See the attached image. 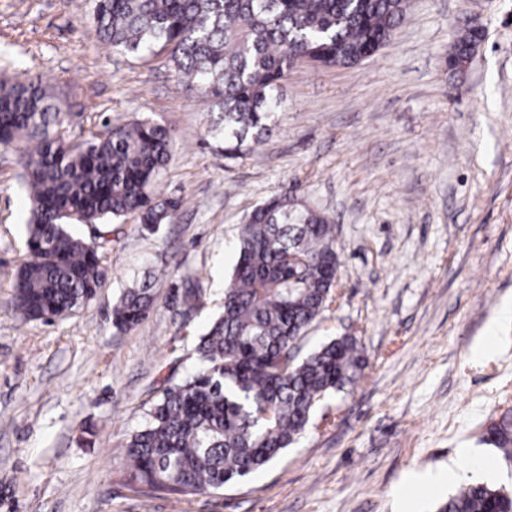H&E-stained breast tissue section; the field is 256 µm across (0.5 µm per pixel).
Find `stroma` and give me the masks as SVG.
<instances>
[{"mask_svg":"<svg viewBox=\"0 0 512 512\" xmlns=\"http://www.w3.org/2000/svg\"><path fill=\"white\" fill-rule=\"evenodd\" d=\"M473 26L481 46L451 66ZM27 73L69 105L72 138L99 114L172 129L156 193L181 206L155 230L112 223L110 278L89 305L27 322L12 285L29 197L0 147V512H400L408 476L445 467L457 479L415 495V512L466 481L512 486L483 441L512 409V0H408L360 64L295 63L264 145L236 160L207 137L211 103L178 85L167 52L113 50L92 0H0V76ZM289 187L334 224L340 261L335 301L299 349L352 334L364 367L255 475L189 502L141 496L115 480L125 444L221 313L245 214ZM147 268L156 301L117 332L112 308Z\"/></svg>","mask_w":512,"mask_h":512,"instance_id":"obj_1","label":"stroma"}]
</instances>
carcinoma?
Masks as SVG:
<instances>
[{
    "label": "carcinoma",
    "instance_id": "carcinoma-1",
    "mask_svg": "<svg viewBox=\"0 0 512 512\" xmlns=\"http://www.w3.org/2000/svg\"><path fill=\"white\" fill-rule=\"evenodd\" d=\"M406 8V0H94L93 18L117 51L168 50L184 89L213 102L207 134L234 160L269 134L279 81L296 58L346 66L384 44ZM69 126L70 112L41 80L0 79V145L14 150L30 190V256L13 282L14 310L30 322L76 313L109 278L103 244L73 227L100 225L103 239L114 220L134 214L156 227L180 206L155 194L169 128L95 122L74 141ZM236 251L223 313L199 337L195 368L167 383L125 446L116 479L140 494L188 501L250 477L363 368L351 335L303 358L294 351L331 303L339 260L325 216L286 189L245 217ZM153 303L147 278L136 281L113 307V327L139 325ZM486 438L512 464L511 412L488 425ZM439 512H512V491L467 485Z\"/></svg>",
    "mask_w": 512,
    "mask_h": 512
}]
</instances>
